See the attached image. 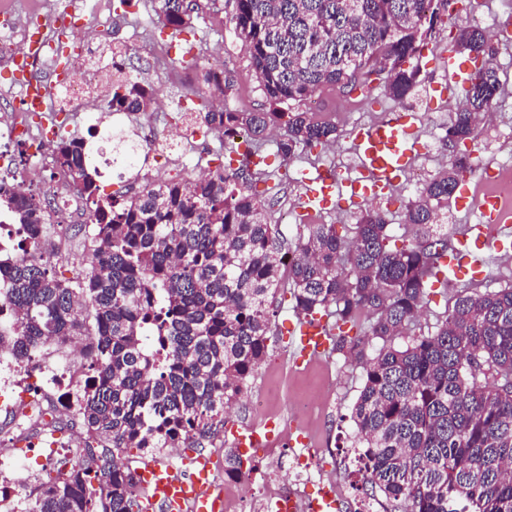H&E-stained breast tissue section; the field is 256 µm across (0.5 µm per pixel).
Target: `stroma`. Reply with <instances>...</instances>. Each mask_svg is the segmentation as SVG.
<instances>
[{
	"label": "stroma",
	"mask_w": 512,
	"mask_h": 512,
	"mask_svg": "<svg viewBox=\"0 0 512 512\" xmlns=\"http://www.w3.org/2000/svg\"><path fill=\"white\" fill-rule=\"evenodd\" d=\"M72 11L80 14L88 35L94 41L89 54L92 65L108 67L112 64L109 43H130L133 51L125 63L128 68L143 73L144 82L150 84L155 96L161 102L152 111L153 123L161 129H174L175 115L179 108L189 106L191 89L197 81L192 71L179 66L176 56L186 43L199 44L203 54L223 55L224 61L234 80L233 107L251 110L263 107L265 99L257 76L250 65L249 56L243 49V41L229 21L230 8L225 0H203L198 18L190 27L174 31L164 26L155 14L151 0H136L133 8H119L118 0H63ZM448 28H440L434 35L431 52L425 53L420 62L419 85L414 92L418 102L417 110L423 115L422 150L415 162L426 175H433L448 161L444 145V124L448 111L431 112L427 102L433 87L441 82L443 71L435 66L436 51L448 47ZM171 48L174 59L160 68L149 67L148 62L159 48ZM318 116L336 123L338 139L323 148L304 152L288 159L277 151V137L267 138L261 151L267 158L265 174L258 183V191L268 196L297 200L302 192L299 178L310 163L317 162L334 167L341 179H350L357 174V159L348 152L347 140L352 129L378 119L387 109L398 108L399 103L387 97L382 86L373 85L368 98L359 93L349 95L331 87L322 88L318 94ZM196 138L207 141L208 151L198 154L187 147H179L170 160L155 165L157 175L167 181L182 180L186 170L208 165L212 154L224 151L225 143L214 132L196 131ZM418 182L413 176H403L394 197L373 200L374 208L382 210L390 222V245L402 248L412 236V231L401 223L406 205L414 200ZM277 312L273 330L267 341V358L250 378L246 392L268 394L272 404L279 411L280 421L290 420L292 413L290 399L306 396L320 399L324 392L328 369L339 372V389L335 396V407L331 413L329 427H321L318 420L303 421L302 426L313 436L312 448L317 453L320 469L335 479L336 483L350 487L351 499L343 503L341 512H355L359 500H376L382 512H395L396 502L387 500L384 494L368 487L355 488V465L350 455V438L355 425L351 409L362 386V367L345 363L336 353H326L310 364L295 365L293 362L292 338L289 330L299 323L294 302L288 289H280L273 299Z\"/></svg>",
	"instance_id": "1"
}]
</instances>
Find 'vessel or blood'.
Here are the masks:
<instances>
[{"label": "vessel or blood", "mask_w": 512, "mask_h": 512, "mask_svg": "<svg viewBox=\"0 0 512 512\" xmlns=\"http://www.w3.org/2000/svg\"><path fill=\"white\" fill-rule=\"evenodd\" d=\"M440 62L446 78L437 85L436 96L428 102L432 109L447 108L454 99L456 86L469 81L473 74L470 60L452 50H443ZM421 124L419 113L393 112L356 129L349 138L350 150L360 160L356 182L346 193H338V172L318 164L311 166L303 182L301 209L329 214L353 209L365 197L392 193L415 157ZM496 179V169L489 167L478 178H466L455 191L457 209L477 214L479 220L462 225L455 244L439 260L454 282L484 279L490 253L504 258L512 255V201L503 200L493 190ZM333 333V327L320 317L294 326L290 334L296 363L310 362L323 354ZM139 476L153 489L149 505L160 506L164 512H223L214 471L205 457L190 459L181 470L148 463L140 469Z\"/></svg>", "instance_id": "b4317fda"}]
</instances>
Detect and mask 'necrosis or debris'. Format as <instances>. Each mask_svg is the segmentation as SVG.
Wrapping results in <instances>:
<instances>
[{
    "mask_svg": "<svg viewBox=\"0 0 512 512\" xmlns=\"http://www.w3.org/2000/svg\"><path fill=\"white\" fill-rule=\"evenodd\" d=\"M78 48L59 75V84L51 94L54 106L91 112L102 143L112 141V112L100 95L101 89L127 79L128 71L120 66L112 69L90 68L80 54L90 51L92 41L75 14L62 10L58 0H46L41 11L20 14L0 13V62L12 69H31L42 76L46 65L56 62L62 46ZM14 91L0 95V129L4 130L5 147H0V189L29 193L40 176L38 168L20 169L11 154L12 143L29 145L34 155H43L47 142L42 134L28 125L22 113L11 111ZM50 223L66 228L84 224L86 197L75 186L58 178L52 190ZM86 370L75 360L68 347L47 343L33 353L26 364H17L0 353V429L11 436L22 437L39 445L54 434L55 422L74 421L83 396ZM289 434L279 427L265 442L270 458L279 459L282 470L293 478L285 483L272 478L264 480L256 512H309L308 500L297 487L311 482L328 488L337 502H344L349 492L318 470L312 453L281 457V444ZM40 489L33 469L17 462L10 449L0 448V512H24L29 500Z\"/></svg>",
    "mask_w": 512,
    "mask_h": 512,
    "instance_id": "1",
    "label": "necrosis or debris"
}]
</instances>
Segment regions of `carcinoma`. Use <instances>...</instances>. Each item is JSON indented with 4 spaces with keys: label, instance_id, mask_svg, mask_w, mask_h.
<instances>
[{
    "label": "carcinoma",
    "instance_id": "1",
    "mask_svg": "<svg viewBox=\"0 0 512 512\" xmlns=\"http://www.w3.org/2000/svg\"><path fill=\"white\" fill-rule=\"evenodd\" d=\"M164 25L180 31L198 0H152ZM245 42L267 107L237 111L228 74L185 47L179 64L203 74L192 93L195 119L211 132L236 130L258 146L274 127L278 152L294 158L336 139L337 127L299 105L323 87L340 91L384 77L395 100L411 95L417 61L436 22L448 24V0H226ZM455 46L486 56L462 88L467 108L451 113L445 141L475 139L480 116L502 91L484 28L457 29ZM152 92L138 80L113 86L110 105L148 112ZM82 138L59 143L53 167L86 192L99 217L87 234L89 267L61 281L35 257L49 238L51 203L0 192L30 257L0 272V351L19 364L49 341L85 344L91 382L78 415L91 442L86 466L41 488L26 512H139L128 449L196 448L213 437L214 419L243 391L266 357L281 286L283 257L294 309L341 326L372 314L364 339L336 336L333 350L362 366L352 408L351 447L366 483L402 512H512V287L457 293L434 331L411 335L429 304L435 264L448 250L437 219L459 181L475 166L467 154L421 183L401 217L416 228L390 247L388 220L356 213L345 240L334 224H301L288 246L273 236L267 207L252 191L249 161L216 170L188 186L167 182L129 197L102 196L87 167ZM399 336L407 344H393ZM382 345L368 351L370 341Z\"/></svg>",
    "mask_w": 512,
    "mask_h": 512
}]
</instances>
